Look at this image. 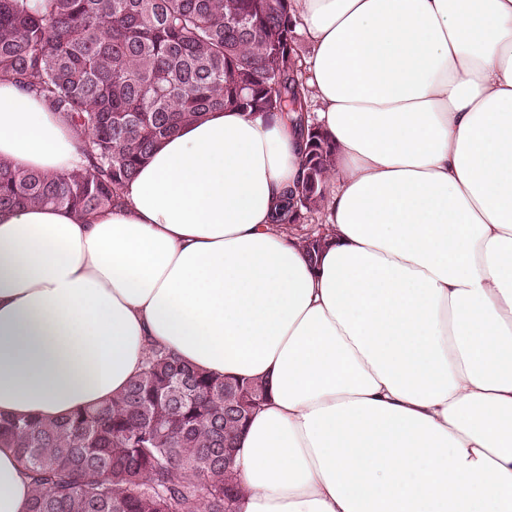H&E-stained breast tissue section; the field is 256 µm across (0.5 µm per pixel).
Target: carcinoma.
Here are the masks:
<instances>
[{"label": "carcinoma", "mask_w": 512, "mask_h": 512, "mask_svg": "<svg viewBox=\"0 0 512 512\" xmlns=\"http://www.w3.org/2000/svg\"><path fill=\"white\" fill-rule=\"evenodd\" d=\"M296 24L291 0H0V80L42 98L86 160L47 174L0 159V210H108L164 140L234 108L307 131L302 180L274 221L309 223L335 148L311 132ZM268 399L261 380L200 371L155 346L126 391L98 407L54 421L0 416V447L31 482L28 512H237L224 445Z\"/></svg>", "instance_id": "1"}]
</instances>
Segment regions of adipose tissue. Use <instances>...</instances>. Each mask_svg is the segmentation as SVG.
I'll return each mask as SVG.
<instances>
[{
	"label": "adipose tissue",
	"instance_id": "ef3b65f1",
	"mask_svg": "<svg viewBox=\"0 0 512 512\" xmlns=\"http://www.w3.org/2000/svg\"><path fill=\"white\" fill-rule=\"evenodd\" d=\"M336 147L326 243L273 223L302 177L285 118L185 125L112 210L0 213V415L123 392L150 345L263 380L240 512H512V0H292ZM0 159L85 160L0 83ZM31 485L0 448V512Z\"/></svg>",
	"mask_w": 512,
	"mask_h": 512
}]
</instances>
